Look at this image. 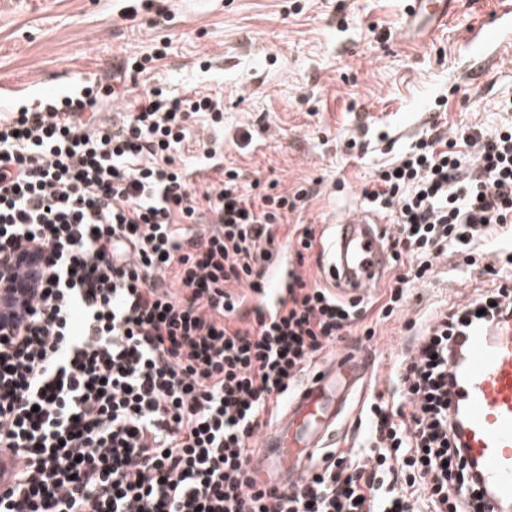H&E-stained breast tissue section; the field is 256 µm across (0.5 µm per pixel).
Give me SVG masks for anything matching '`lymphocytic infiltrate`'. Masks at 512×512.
Segmentation results:
<instances>
[{
	"instance_id": "f902f5d3",
	"label": "lymphocytic infiltrate",
	"mask_w": 512,
	"mask_h": 512,
	"mask_svg": "<svg viewBox=\"0 0 512 512\" xmlns=\"http://www.w3.org/2000/svg\"><path fill=\"white\" fill-rule=\"evenodd\" d=\"M88 86L0 116V255L28 246L47 271L0 332V454L16 459L0 512H489L450 410L451 360L476 324L512 312V123L490 138H421L364 195L390 217L397 272L377 317L454 254L486 264L493 289L407 321L416 339L390 394L361 411L366 450L328 454L295 485L253 489L249 445L330 345L372 338L369 310L309 283L322 265L311 224L287 223L310 192L275 179L243 188L229 169L197 194L176 154L191 118L220 101L154 87ZM212 226L194 230L202 213ZM291 253L288 296L254 301Z\"/></svg>"
}]
</instances>
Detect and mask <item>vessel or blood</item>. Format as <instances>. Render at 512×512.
<instances>
[{
	"label": "vessel or blood",
	"mask_w": 512,
	"mask_h": 512,
	"mask_svg": "<svg viewBox=\"0 0 512 512\" xmlns=\"http://www.w3.org/2000/svg\"><path fill=\"white\" fill-rule=\"evenodd\" d=\"M454 6V0H412L405 24L411 29L423 21L428 31H438ZM388 263L372 217L355 213L337 223L329 271L339 275L351 296L371 293ZM370 366L367 354L342 351L299 386L281 418L252 446L249 468L258 484L289 486L306 473ZM454 372L458 384L450 400L463 415L462 442L480 464L493 492L490 506L498 512L501 504L512 502V316L489 328H472Z\"/></svg>",
	"instance_id": "obj_1"
}]
</instances>
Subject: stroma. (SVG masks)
Here are the masks:
<instances>
[{
	"label": "stroma",
	"mask_w": 512,
	"mask_h": 512,
	"mask_svg": "<svg viewBox=\"0 0 512 512\" xmlns=\"http://www.w3.org/2000/svg\"><path fill=\"white\" fill-rule=\"evenodd\" d=\"M410 0H0V113L100 79L125 54L167 45L136 88L154 85L219 99L224 124L192 122L180 154L198 193L224 175L199 168V145L224 146V167L242 186L274 175L283 191L309 185L312 197L287 218L331 239L337 221L367 211L363 190L384 163L430 125L448 137L494 134L512 100V0H456L447 25L424 41L404 29ZM135 20H127L130 10ZM482 267L437 260L412 284L403 312L370 340L375 363L331 442H355L359 406L389 387L409 336L407 321L474 299Z\"/></svg>",
	"instance_id": "obj_1"
}]
</instances>
